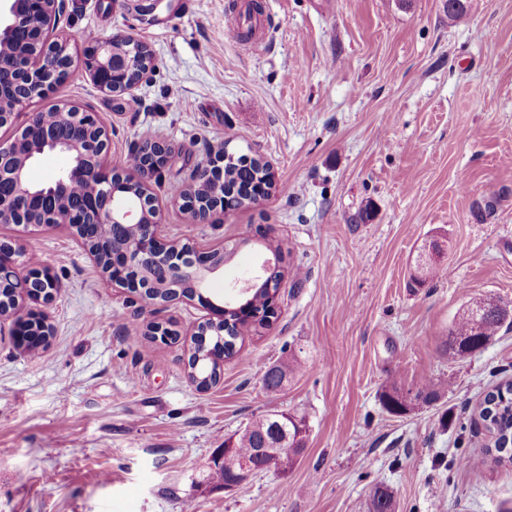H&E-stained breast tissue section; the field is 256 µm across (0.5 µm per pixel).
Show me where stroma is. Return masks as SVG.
I'll list each match as a JSON object with an SVG mask.
<instances>
[{
    "instance_id": "obj_1",
    "label": "stroma",
    "mask_w": 512,
    "mask_h": 512,
    "mask_svg": "<svg viewBox=\"0 0 512 512\" xmlns=\"http://www.w3.org/2000/svg\"><path fill=\"white\" fill-rule=\"evenodd\" d=\"M228 0H65L56 27L73 75L32 111L95 113L123 165L133 145L172 151L151 183L167 240L234 254L206 291L219 303L259 275L266 242L285 277L267 328L243 330L218 385L188 378L198 301L145 307L106 282L65 226L0 224V240L49 267L61 288L45 311L48 345L15 346L0 318V512H369L377 487L397 512H502L512 466L466 468L483 436L472 409L512 378V329L453 357L442 338L469 295L512 301V0H262L265 27L243 42ZM130 35L153 68L127 94L86 72L83 49ZM273 167L258 204L195 223L168 184L224 143ZM443 238L437 280H412ZM171 324L168 341L148 334ZM302 369L279 392L278 358ZM449 381L433 407L388 413L393 376ZM305 418L293 466L227 491L208 483L225 437L254 417ZM300 366V360L296 356L276 361L267 368L264 374V384L268 390L277 391L288 383V374L296 371Z\"/></svg>"
}]
</instances>
